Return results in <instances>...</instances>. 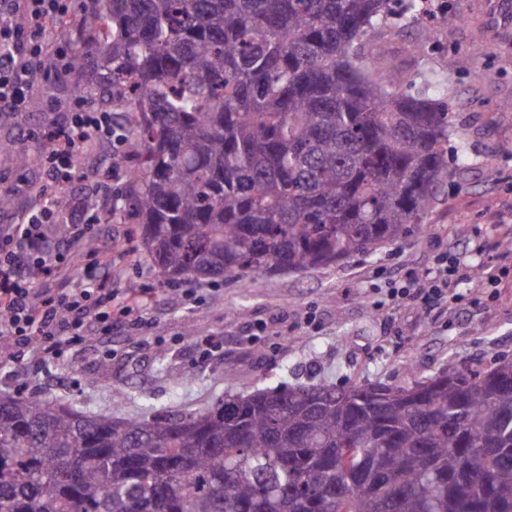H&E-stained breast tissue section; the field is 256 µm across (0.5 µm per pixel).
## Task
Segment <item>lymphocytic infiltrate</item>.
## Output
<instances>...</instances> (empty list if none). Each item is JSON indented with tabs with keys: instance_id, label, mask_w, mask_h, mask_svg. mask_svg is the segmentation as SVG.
<instances>
[{
	"instance_id": "lymphocytic-infiltrate-1",
	"label": "lymphocytic infiltrate",
	"mask_w": 512,
	"mask_h": 512,
	"mask_svg": "<svg viewBox=\"0 0 512 512\" xmlns=\"http://www.w3.org/2000/svg\"><path fill=\"white\" fill-rule=\"evenodd\" d=\"M67 12L68 0H0L1 115L12 117L27 109L30 96L49 75L46 59H54L77 82L89 83L88 73L74 68L73 52L60 26ZM33 140L43 172L41 184L21 222L0 230V340L10 346L0 356L10 360L19 353L35 362L57 363L89 332L111 335L113 317L142 325L143 306L90 278L87 263L68 262L99 224L101 205L90 190L65 202L60 193L84 182L78 164L84 154L105 143L116 151L124 147L118 122L111 112L75 95L63 120L43 127ZM64 264L79 279L78 287H37V276H52ZM458 272L457 259L438 256L428 284L407 277L403 286L390 290L389 298L395 304L425 305L450 298Z\"/></svg>"
}]
</instances>
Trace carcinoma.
Listing matches in <instances>:
<instances>
[{"label": "carcinoma", "mask_w": 512, "mask_h": 512, "mask_svg": "<svg viewBox=\"0 0 512 512\" xmlns=\"http://www.w3.org/2000/svg\"><path fill=\"white\" fill-rule=\"evenodd\" d=\"M99 0L76 61L104 62L138 148L118 215L160 280L304 271L423 224L451 111L388 62L420 0ZM408 382L293 385L114 420L0 395V512H512V361Z\"/></svg>", "instance_id": "carcinoma-1"}]
</instances>
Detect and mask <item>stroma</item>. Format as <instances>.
Here are the masks:
<instances>
[{
  "mask_svg": "<svg viewBox=\"0 0 512 512\" xmlns=\"http://www.w3.org/2000/svg\"><path fill=\"white\" fill-rule=\"evenodd\" d=\"M434 15L450 12L456 22L438 30L428 50L411 57L422 25H391L378 38L379 59L394 58L447 89L452 109L451 144H466L471 164L439 190L426 232H411L372 255L300 272H262L206 284L187 297L191 283L160 284L151 260L124 251L129 227L105 224L91 238L90 252L111 244L119 255L111 285L129 294L152 289L136 330H117L111 340L89 337L65 362L0 364V392L18 381L32 390L72 401L89 413L115 418L173 414L205 408L227 395L291 384L345 382L347 378L406 382L407 366L418 378L448 364H486L512 359V290L481 287L477 268H494L512 280V249H503L501 226H512V0H428ZM485 38L487 52L471 48ZM67 76L47 85L28 112L0 124V225L17 222L29 203L28 190L41 180L25 131L62 118L50 99H66ZM28 156L20 164V156ZM483 245L472 256V245ZM472 260L474 268L455 284L457 299L431 310L415 303L389 306L397 276L428 272L439 254ZM193 336H186V328ZM248 370L243 383L239 370ZM192 382H183L186 371Z\"/></svg>",
  "mask_w": 512,
  "mask_h": 512,
  "instance_id": "obj_1",
  "label": "stroma"
}]
</instances>
